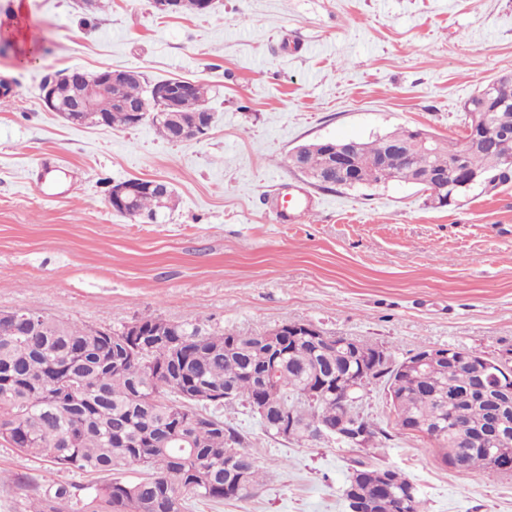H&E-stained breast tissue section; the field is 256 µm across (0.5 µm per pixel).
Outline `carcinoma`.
<instances>
[{
  "mask_svg": "<svg viewBox=\"0 0 512 512\" xmlns=\"http://www.w3.org/2000/svg\"><path fill=\"white\" fill-rule=\"evenodd\" d=\"M57 96L63 104L76 99L78 83L60 79ZM153 84L143 78L121 81L112 89V111L77 114L78 124H103L109 128L134 126L132 113L122 107L151 100ZM209 90L196 82L192 91L173 104L155 102L144 118L165 139L172 131L205 116ZM485 100L493 101L494 136L490 146L481 137L471 145L440 140L435 153L415 152L403 163L397 179L412 184L427 171H451L463 157L467 171L482 184L497 187L512 181V75L495 77L470 97L463 112H474ZM410 130L358 142L363 183H382L374 160L386 146V138L405 140ZM331 156L320 148L305 153V163L322 177L313 184L331 190L339 179L330 169ZM154 189L142 188L133 211L119 215L135 222H155L160 217ZM14 308H0V441L27 454H48L61 470L97 474L100 481L77 495L73 486L52 481L30 512H184L185 496L223 501L249 493L259 484L245 437L224 425L223 408L215 400L233 390L227 404L247 406L261 395L258 368L266 346L258 334L222 330L203 333L189 321H171L158 315L135 318L144 333L134 351L131 341L121 342L122 327L100 332L92 326H76L53 317L37 321L42 312L21 307L24 320L7 322ZM329 346L307 336H285L279 342L281 369L275 376L279 398L298 424L291 440H311L309 428L331 420L346 398L361 409L369 385L384 382L397 417V425H422L428 438L448 462L459 436L452 413L466 407L473 434L467 441L462 471L487 478L500 475L490 456L512 463V446L499 447L479 440L482 422L491 412L507 413L512 402L500 406L487 391H471L473 376L489 374L478 361L471 370H459L456 358L469 353L462 347L439 348L448 357L435 367L404 369L432 351L425 347L400 360L387 354L392 368H375L374 358L355 347ZM348 374L364 376L358 387L342 382ZM456 394L464 400H448ZM203 412L213 419L205 425L196 419ZM242 459L246 479L241 485L224 475V450ZM358 475L347 480L344 495L355 493L373 501L372 512H392V496L412 487L398 471L370 462H356ZM136 467L141 477L123 481L114 472Z\"/></svg>",
  "mask_w": 512,
  "mask_h": 512,
  "instance_id": "obj_1",
  "label": "carcinoma"
}]
</instances>
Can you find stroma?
<instances>
[{"instance_id":"35a3bbf8","label":"stroma","mask_w":512,"mask_h":512,"mask_svg":"<svg viewBox=\"0 0 512 512\" xmlns=\"http://www.w3.org/2000/svg\"><path fill=\"white\" fill-rule=\"evenodd\" d=\"M0 307L117 327L144 314L261 333L308 322L386 347L485 356L512 347V182L447 207L391 181L321 190L291 156L317 140L370 141L420 128L457 142L464 102L512 72V0H216L158 14L151 0H0ZM132 69L211 90L208 134L172 142L147 124L72 125L41 100L45 75ZM160 179L176 204L157 223L107 205L114 183ZM305 210L281 218V194ZM362 409L389 434L365 449L268 435L224 409L261 473L249 496L188 512H346L356 461L403 472L425 512H512V476L443 464L397 422L383 384ZM83 487L0 442V512H29L49 481Z\"/></svg>"}]
</instances>
